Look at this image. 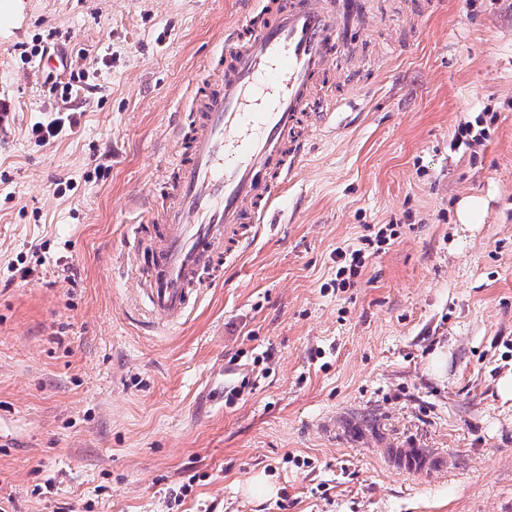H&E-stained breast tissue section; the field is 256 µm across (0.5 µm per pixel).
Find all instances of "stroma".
I'll return each mask as SVG.
<instances>
[{
    "label": "stroma",
    "mask_w": 512,
    "mask_h": 512,
    "mask_svg": "<svg viewBox=\"0 0 512 512\" xmlns=\"http://www.w3.org/2000/svg\"><path fill=\"white\" fill-rule=\"evenodd\" d=\"M241 2L15 0L0 29V493L15 512H512V0L407 24L406 0H368L330 77L362 107L310 143L282 221L183 325L135 320L130 227L162 204ZM50 36L93 88L44 145L63 103L29 54ZM464 124L483 142L452 147ZM410 443L448 471L379 453ZM485 208V201L480 197H469L460 201L457 208V218L460 224H476L481 212Z\"/></svg>",
    "instance_id": "35a3bbf8"
}]
</instances>
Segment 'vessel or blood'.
<instances>
[{"instance_id": "vessel-or-blood-1", "label": "vessel or blood", "mask_w": 512, "mask_h": 512, "mask_svg": "<svg viewBox=\"0 0 512 512\" xmlns=\"http://www.w3.org/2000/svg\"><path fill=\"white\" fill-rule=\"evenodd\" d=\"M244 24L225 28L221 62L199 80L177 131L166 201L133 225L126 255L145 327H174L208 281L256 240L314 133L336 127L325 84L349 54L328 0H248ZM401 469L434 473L445 456L388 450Z\"/></svg>"}]
</instances>
